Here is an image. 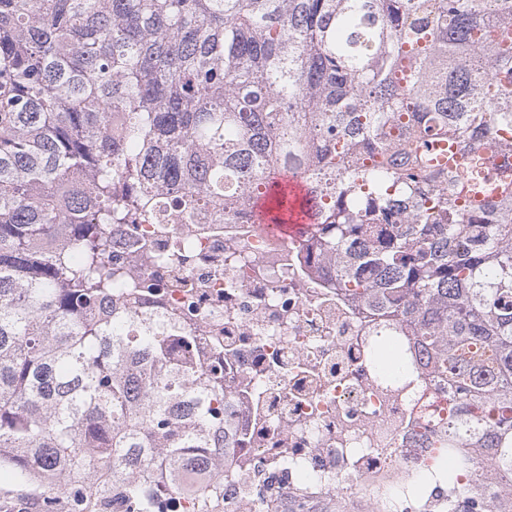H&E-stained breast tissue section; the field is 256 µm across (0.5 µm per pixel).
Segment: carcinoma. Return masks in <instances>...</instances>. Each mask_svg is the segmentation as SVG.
<instances>
[{
    "mask_svg": "<svg viewBox=\"0 0 512 512\" xmlns=\"http://www.w3.org/2000/svg\"><path fill=\"white\" fill-rule=\"evenodd\" d=\"M505 157L512 0H0V470L39 512H169L148 450L212 463L220 387L87 314L123 279L100 225L253 220L260 198L280 223L288 174L336 286L450 377L448 447L476 435L512 474Z\"/></svg>",
    "mask_w": 512,
    "mask_h": 512,
    "instance_id": "obj_1",
    "label": "carcinoma"
}]
</instances>
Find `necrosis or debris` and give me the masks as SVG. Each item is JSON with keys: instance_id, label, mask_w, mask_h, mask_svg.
<instances>
[{"instance_id": "necrosis-or-debris-1", "label": "necrosis or debris", "mask_w": 512, "mask_h": 512, "mask_svg": "<svg viewBox=\"0 0 512 512\" xmlns=\"http://www.w3.org/2000/svg\"><path fill=\"white\" fill-rule=\"evenodd\" d=\"M127 277L110 305L134 332L163 338L168 365L208 368L229 421L211 445L229 448L223 476L179 467L162 490L174 512L224 488V512H271L315 499L346 512H451L439 450L448 442V385L381 308L304 261L300 239L269 237L235 213L208 224H110ZM473 468L484 512H512V479L477 440L450 451Z\"/></svg>"}]
</instances>
